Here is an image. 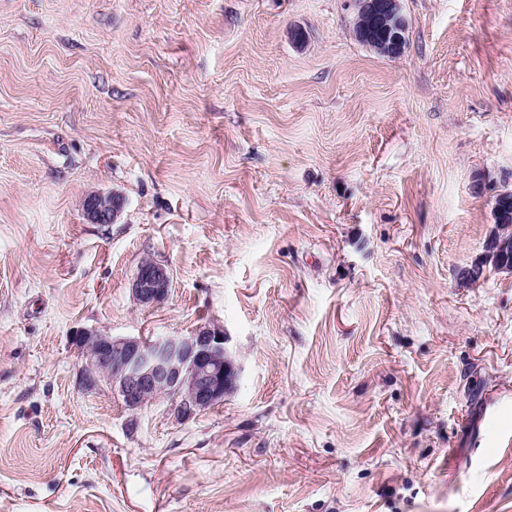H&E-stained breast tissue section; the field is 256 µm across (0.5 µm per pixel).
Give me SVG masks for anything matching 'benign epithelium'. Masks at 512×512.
I'll return each instance as SVG.
<instances>
[{"mask_svg":"<svg viewBox=\"0 0 512 512\" xmlns=\"http://www.w3.org/2000/svg\"><path fill=\"white\" fill-rule=\"evenodd\" d=\"M355 38L364 39L392 56L406 48V27L400 0H352ZM101 193L88 195L82 204L93 224H113L125 201L110 194L112 204H101ZM494 230L485 244L483 260L461 272L467 282L478 281L485 262L495 260V269L512 273V192L497 193L494 199ZM172 286L170 269L160 263L137 267L131 280L135 300L143 306L163 303ZM72 343L85 360L84 384L95 387L104 382L112 387L130 410L162 397L178 403L184 416L224 401L234 386L237 372L225 343L224 330L199 326L187 336H158L145 341L114 338L94 329H82Z\"/></svg>","mask_w":512,"mask_h":512,"instance_id":"benign-epithelium-1","label":"benign epithelium"}]
</instances>
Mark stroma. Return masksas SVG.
<instances>
[{"label": "stroma", "mask_w": 512, "mask_h": 512, "mask_svg": "<svg viewBox=\"0 0 512 512\" xmlns=\"http://www.w3.org/2000/svg\"><path fill=\"white\" fill-rule=\"evenodd\" d=\"M401 7L387 58L350 0H0V512H512V275L458 280L512 190V0ZM201 325L222 403L83 386L78 330ZM108 195L112 198V204L102 205L100 198ZM125 205L124 198L118 193L112 194L95 193L88 195L82 204L84 214L93 224H113L123 211ZM172 286L170 269L160 263L139 265L131 280L135 300L143 306L163 303Z\"/></svg>", "instance_id": "obj_1"}]
</instances>
